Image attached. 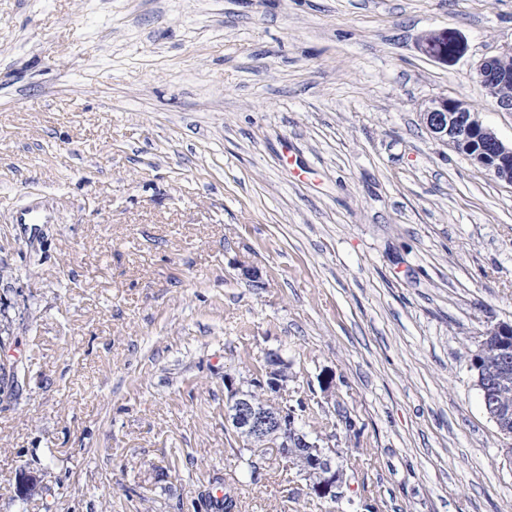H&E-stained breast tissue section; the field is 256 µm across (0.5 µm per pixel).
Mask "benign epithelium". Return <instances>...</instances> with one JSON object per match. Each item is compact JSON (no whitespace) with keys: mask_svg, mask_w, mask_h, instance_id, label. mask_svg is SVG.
Segmentation results:
<instances>
[{"mask_svg":"<svg viewBox=\"0 0 512 512\" xmlns=\"http://www.w3.org/2000/svg\"><path fill=\"white\" fill-rule=\"evenodd\" d=\"M438 40L424 35L420 50L428 57L444 63L448 61V31L436 33ZM512 55V46L482 59L474 70L476 80L490 97L498 89L512 83V70L502 65V59ZM422 121L435 139L455 151L467 147L474 151L470 160L493 176L512 186V145L504 144L497 135L484 126L478 113L462 100L435 98L421 113ZM512 322H497L488 326L478 341L484 352V366L472 372L474 383L482 398L487 417L495 424L498 434L508 441L505 454H512V409L492 400L496 388L512 379ZM288 385V362L277 352H268L262 379L244 384L224 375V423L236 433L245 446L254 450L275 448L285 460L299 458L308 478V489L314 495L337 501L342 499L348 459L334 448L325 447L297 425L298 417L286 401L274 399ZM42 492L40 477L23 474L18 485L22 497Z\"/></svg>","mask_w":512,"mask_h":512,"instance_id":"benign-epithelium-1","label":"benign epithelium"}]
</instances>
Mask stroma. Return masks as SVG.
Segmentation results:
<instances>
[{
    "label": "stroma",
    "instance_id": "1",
    "mask_svg": "<svg viewBox=\"0 0 512 512\" xmlns=\"http://www.w3.org/2000/svg\"><path fill=\"white\" fill-rule=\"evenodd\" d=\"M507 45L512 0H0V512H341L277 449L242 473L224 378L270 351L346 498L512 512L465 356L512 321V186L421 121L511 144L472 77ZM453 30L452 28H448V30L439 31L436 33V36L439 37V40L430 41L429 35L432 32L425 34L419 43L420 50L428 57L439 61L441 63H448V46L451 41L448 38V33ZM421 116L432 137L456 152L465 147L470 151L476 149L470 156L471 162L512 186V144H504L484 126L478 112L471 110L466 102L448 97L435 98L429 101Z\"/></svg>",
    "mask_w": 512,
    "mask_h": 512
}]
</instances>
